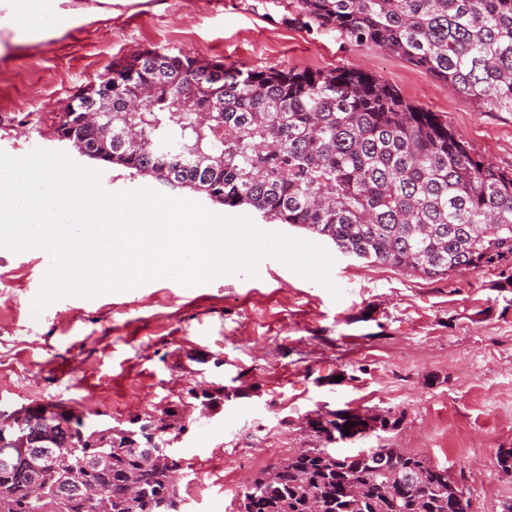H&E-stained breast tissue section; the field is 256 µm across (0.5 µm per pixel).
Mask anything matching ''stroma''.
Returning a JSON list of instances; mask_svg holds the SVG:
<instances>
[{
  "mask_svg": "<svg viewBox=\"0 0 512 512\" xmlns=\"http://www.w3.org/2000/svg\"><path fill=\"white\" fill-rule=\"evenodd\" d=\"M0 0V150L69 151L59 117L73 93L146 48L224 59L246 69H353L437 113L480 155L512 168V112L452 93L406 59L294 23V0H61L69 26L18 35ZM112 193L188 191L89 159ZM49 265L0 247V407L62 402L114 425L160 414L188 390L223 389L208 418L185 411L175 445L198 499L183 512L233 508L238 490L300 448L310 418L349 409L400 417L384 438L332 444L344 457L385 443L425 456L470 491L472 512H501L512 475V287L499 269L429 279L337 257L333 301L318 284L264 258L258 274L192 287L155 279L129 292L64 295L32 315Z\"/></svg>",
  "mask_w": 512,
  "mask_h": 512,
  "instance_id": "obj_1",
  "label": "stroma"
}]
</instances>
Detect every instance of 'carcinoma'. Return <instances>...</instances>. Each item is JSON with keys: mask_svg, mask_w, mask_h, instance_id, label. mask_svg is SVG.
<instances>
[{"mask_svg": "<svg viewBox=\"0 0 512 512\" xmlns=\"http://www.w3.org/2000/svg\"><path fill=\"white\" fill-rule=\"evenodd\" d=\"M299 21L399 55L453 92L512 112V0H296ZM58 127L87 158L188 189L267 223L303 228L367 263L442 278L505 267L512 285V169L476 154L434 112L407 102L386 81L360 72L244 70L162 49L112 63ZM103 109L91 130L82 110ZM50 413L76 420L68 464L33 448L0 467V512H182L173 469L151 461L152 416L95 428L62 403ZM34 409H0V437L20 442L38 426ZM399 419L349 412L344 430L386 432ZM140 442L138 453L128 436ZM384 467L377 466V460ZM426 467L416 490L393 489L398 475ZM279 480L241 492L256 512H471L446 467L398 448H368L329 460L324 449L275 465ZM44 496L30 490L32 477ZM63 484L77 489L59 502Z\"/></svg>", "mask_w": 512, "mask_h": 512, "instance_id": "carcinoma-1", "label": "carcinoma"}]
</instances>
